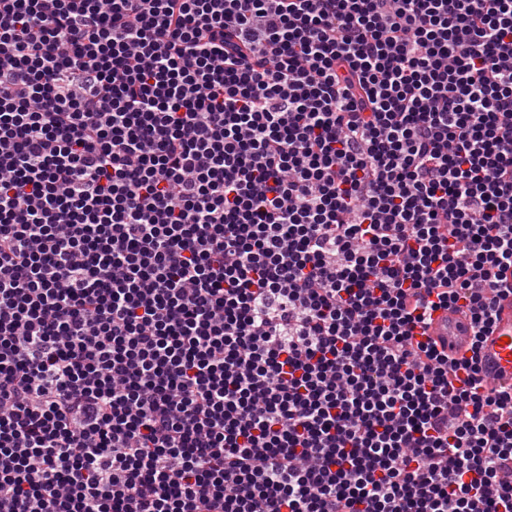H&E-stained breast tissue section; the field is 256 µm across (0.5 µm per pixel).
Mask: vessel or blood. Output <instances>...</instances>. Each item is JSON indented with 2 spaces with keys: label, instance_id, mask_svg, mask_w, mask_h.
Segmentation results:
<instances>
[{
  "label": "vessel or blood",
  "instance_id": "vessel-or-blood-1",
  "mask_svg": "<svg viewBox=\"0 0 512 512\" xmlns=\"http://www.w3.org/2000/svg\"><path fill=\"white\" fill-rule=\"evenodd\" d=\"M427 333L458 355L465 354L474 342L469 319L453 309L434 311ZM479 344L483 391L512 388V293L498 299L491 329Z\"/></svg>",
  "mask_w": 512,
  "mask_h": 512
}]
</instances>
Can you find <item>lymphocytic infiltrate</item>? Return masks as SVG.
Returning <instances> with one entry per match:
<instances>
[{
  "label": "lymphocytic infiltrate",
  "mask_w": 512,
  "mask_h": 512,
  "mask_svg": "<svg viewBox=\"0 0 512 512\" xmlns=\"http://www.w3.org/2000/svg\"><path fill=\"white\" fill-rule=\"evenodd\" d=\"M508 271L512 0H0V512H512ZM479 369L483 391L512 388V293L498 298L493 324L480 343ZM427 336L441 339L447 345L448 353L453 352L458 356L468 355L466 349L473 342L469 319L452 308L439 309L432 313V323L428 326Z\"/></svg>",
  "instance_id": "lymphocytic-infiltrate-1"
}]
</instances>
